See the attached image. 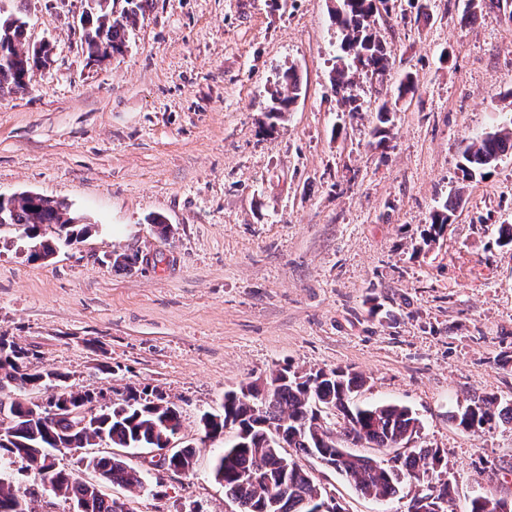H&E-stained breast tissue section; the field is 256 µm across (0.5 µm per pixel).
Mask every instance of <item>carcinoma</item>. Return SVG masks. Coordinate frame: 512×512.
Returning <instances> with one entry per match:
<instances>
[{
    "label": "carcinoma",
    "mask_w": 512,
    "mask_h": 512,
    "mask_svg": "<svg viewBox=\"0 0 512 512\" xmlns=\"http://www.w3.org/2000/svg\"><path fill=\"white\" fill-rule=\"evenodd\" d=\"M398 0H334L329 8L340 33L339 52L331 70L330 84L336 105L343 112H357L353 93L360 73L384 85L391 66L386 43L377 35L379 17L396 12ZM128 8L113 16L110 0H93L89 7V58L100 61L120 54L126 46L128 27L136 23L142 0H125ZM509 11L512 0H464V14L484 10ZM26 22L0 9V96L32 80L38 61L35 52L24 49ZM418 91L407 74L396 87L395 100L414 97ZM301 92L293 70L270 93V114L280 120ZM393 109L385 101L376 111L373 129L377 146H387L388 125ZM512 152V119L472 138L462 153L463 179H482L499 158ZM461 202L455 195L430 215L428 243L441 234ZM7 223L31 233L41 249L30 253L44 261L56 253V244L82 239L92 231L90 224H74L75 213L62 202L46 197L36 203L21 196L0 203ZM40 224H60V232L48 242L38 234ZM68 375L54 370L30 368L29 351L0 336V460L20 459L26 463L42 492L72 504L87 502L90 512H117V499L100 489L102 484L141 488L145 478L119 453L96 456L88 466L100 483L83 481L75 472L56 468L46 472L37 459L57 448H166L181 429V411L158 388L126 386L111 404L96 407V414L81 416L78 410L97 400L94 393L75 391L67 385ZM365 377L350 368L300 372L286 365L268 377L243 383L224 393L222 412L202 417L204 438L214 440L231 432V439L216 455L213 474L237 503L239 512H313L316 500L327 491L299 464V456L335 464L361 494L380 501L400 497L410 484L415 495L436 489L443 501L452 500L454 487L442 468L438 448L417 445L422 423L407 406L393 403L359 405L355 397L364 389ZM51 393L55 412L46 415L28 393ZM452 419L465 431L497 424H512V400L495 395L478 396L453 412ZM368 444L393 453L384 460L352 450ZM35 493L15 491L0 480V512H34L28 497Z\"/></svg>",
    "instance_id": "1"
}]
</instances>
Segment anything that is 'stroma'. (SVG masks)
<instances>
[{"label": "stroma", "mask_w": 512, "mask_h": 512, "mask_svg": "<svg viewBox=\"0 0 512 512\" xmlns=\"http://www.w3.org/2000/svg\"><path fill=\"white\" fill-rule=\"evenodd\" d=\"M0 5L24 18L29 45L54 48L27 91L0 98V194L63 201L96 226L44 263L0 227V336L77 389L159 388L196 448L186 474L129 456L144 488L107 494L133 512H237L201 417L289 364L361 372L362 402L416 412L457 512L487 491L512 500V424L466 432L451 418L475 395L512 399V248L495 243L512 224V153L488 178L460 171L470 139L512 118L511 19L462 23L463 0H430L427 21L401 0L378 19L387 88L408 73L418 84L382 148L375 81L359 79L355 115L336 110L328 0H149L123 54L101 63L82 48L86 0ZM291 68L301 95L270 122L269 91ZM458 191L427 241L431 211ZM115 251L146 262L115 270ZM300 463L344 512H382L333 469Z\"/></svg>", "instance_id": "obj_1"}]
</instances>
